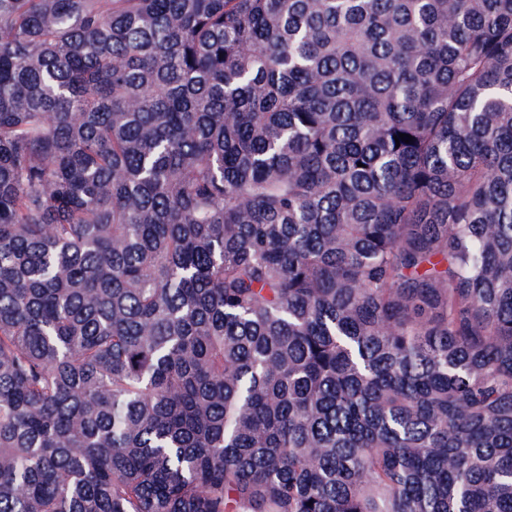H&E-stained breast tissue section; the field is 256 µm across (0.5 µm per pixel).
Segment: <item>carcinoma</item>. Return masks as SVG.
<instances>
[{"label": "carcinoma", "mask_w": 512, "mask_h": 512, "mask_svg": "<svg viewBox=\"0 0 512 512\" xmlns=\"http://www.w3.org/2000/svg\"><path fill=\"white\" fill-rule=\"evenodd\" d=\"M0 512H512V0H0Z\"/></svg>", "instance_id": "cac0c4a2"}]
</instances>
